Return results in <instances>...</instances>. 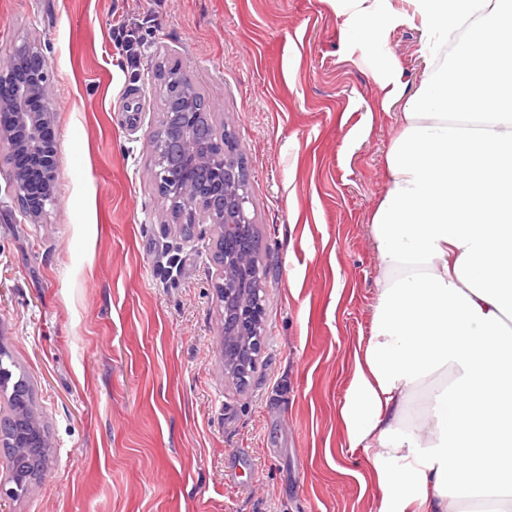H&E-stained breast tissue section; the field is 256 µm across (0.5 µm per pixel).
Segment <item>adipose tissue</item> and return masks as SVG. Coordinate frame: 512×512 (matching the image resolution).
I'll return each instance as SVG.
<instances>
[{
    "mask_svg": "<svg viewBox=\"0 0 512 512\" xmlns=\"http://www.w3.org/2000/svg\"><path fill=\"white\" fill-rule=\"evenodd\" d=\"M403 102L371 217V328L341 417L379 512L512 502V0H330ZM420 33L407 90L389 32Z\"/></svg>",
    "mask_w": 512,
    "mask_h": 512,
    "instance_id": "adipose-tissue-1",
    "label": "adipose tissue"
}]
</instances>
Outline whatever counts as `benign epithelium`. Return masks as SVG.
<instances>
[{
	"mask_svg": "<svg viewBox=\"0 0 512 512\" xmlns=\"http://www.w3.org/2000/svg\"><path fill=\"white\" fill-rule=\"evenodd\" d=\"M16 84V90L8 103L14 121L0 126V144H5L13 161L12 186L26 213L37 219L54 194V141L42 138L41 131L52 125V89L47 65L17 79V72L10 66L0 69V83ZM194 132L180 139L173 148V157L190 160L207 167L203 141L213 126V112L193 113ZM232 172L224 180H213L200 188L178 187L171 197L185 205L191 214H199L202 222L222 230L244 229L248 222L247 198L238 191H229L234 183ZM244 237L235 238L230 246L236 254L237 266L249 270L257 264V255L243 245ZM218 277L224 280V371L239 383L246 382L254 368L255 353L260 341L255 338L260 324V296L241 288L218 263Z\"/></svg>",
	"mask_w": 512,
	"mask_h": 512,
	"instance_id": "7a95c632",
	"label": "benign epithelium"
}]
</instances>
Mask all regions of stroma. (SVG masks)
I'll return each mask as SVG.
<instances>
[{
	"label": "stroma",
	"instance_id": "35a3bbf8",
	"mask_svg": "<svg viewBox=\"0 0 512 512\" xmlns=\"http://www.w3.org/2000/svg\"><path fill=\"white\" fill-rule=\"evenodd\" d=\"M132 15L148 41L113 56ZM417 84L420 34L394 28ZM37 44L54 86L56 190L31 220L0 148V347L54 445L0 512H378L339 409L370 332L369 224L400 107L343 50L327 0H0V61ZM179 62L234 131L267 268L262 345L224 373L218 230L173 219L148 148Z\"/></svg>",
	"mask_w": 512,
	"mask_h": 512
}]
</instances>
